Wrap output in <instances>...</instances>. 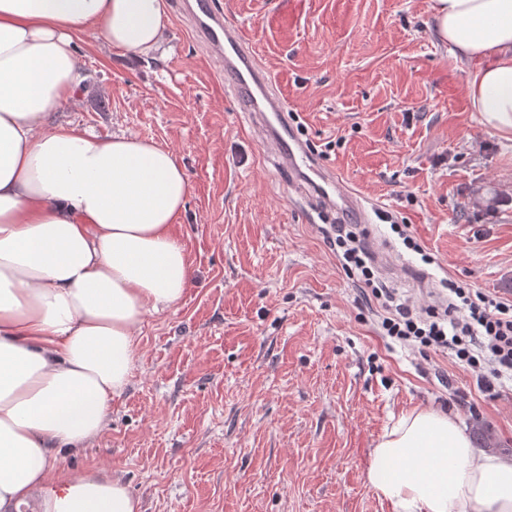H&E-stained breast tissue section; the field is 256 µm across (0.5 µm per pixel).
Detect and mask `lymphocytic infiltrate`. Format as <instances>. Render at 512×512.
Segmentation results:
<instances>
[{
  "mask_svg": "<svg viewBox=\"0 0 512 512\" xmlns=\"http://www.w3.org/2000/svg\"><path fill=\"white\" fill-rule=\"evenodd\" d=\"M325 235L340 249L341 266L355 277L365 300L384 308L383 335L452 353L457 363L476 372L479 388L489 394L503 376L512 375L511 304L452 281L444 307L417 313L376 277L356 225L337 223Z\"/></svg>",
  "mask_w": 512,
  "mask_h": 512,
  "instance_id": "f902f5d3",
  "label": "lymphocytic infiltrate"
}]
</instances>
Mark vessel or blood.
Listing matches in <instances>:
<instances>
[{"label": "vessel or blood", "mask_w": 512, "mask_h": 512, "mask_svg": "<svg viewBox=\"0 0 512 512\" xmlns=\"http://www.w3.org/2000/svg\"><path fill=\"white\" fill-rule=\"evenodd\" d=\"M179 7L193 36L211 52L225 86L231 87L259 130V142L293 186L316 203L368 223V209L335 171L321 167L310 145L294 127L288 102L262 65L240 28L224 16L215 0H181Z\"/></svg>", "instance_id": "b4317fda"}]
</instances>
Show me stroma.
<instances>
[{"instance_id":"stroma-1","label":"stroma","mask_w":512,"mask_h":512,"mask_svg":"<svg viewBox=\"0 0 512 512\" xmlns=\"http://www.w3.org/2000/svg\"><path fill=\"white\" fill-rule=\"evenodd\" d=\"M220 3L323 166L420 245L367 225L402 266L386 284L421 311L444 278L512 304V141L471 111L431 0ZM167 6L147 56L80 34L84 80L55 117L175 154L190 182L174 226L189 285L144 315L107 427L57 466L118 475L140 512H393L365 471L402 413H448L512 456V386L488 395L452 355L380 336L383 309L362 301L325 220L258 150L177 0Z\"/></svg>"}]
</instances>
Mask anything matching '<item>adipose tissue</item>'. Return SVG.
<instances>
[{"label": "adipose tissue", "instance_id": "adipose-tissue-1", "mask_svg": "<svg viewBox=\"0 0 512 512\" xmlns=\"http://www.w3.org/2000/svg\"><path fill=\"white\" fill-rule=\"evenodd\" d=\"M436 38L468 63L465 96L512 136V0H432ZM166 0H0V512H139L104 471L55 474L126 387L148 311L179 303L190 262L172 226L190 184L174 154L57 122L80 85L75 36L157 48ZM366 483L395 512H512V457L448 414L401 415Z\"/></svg>", "mask_w": 512, "mask_h": 512}]
</instances>
